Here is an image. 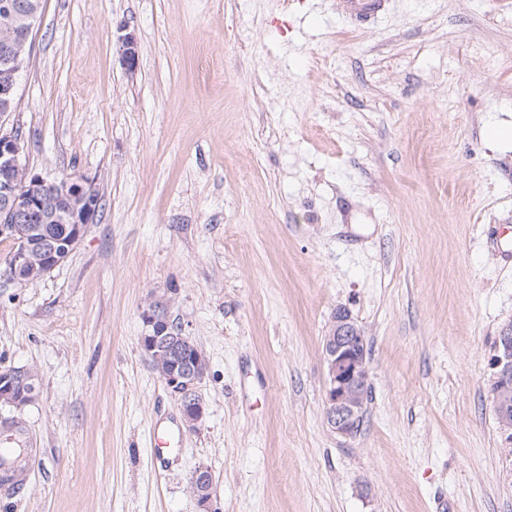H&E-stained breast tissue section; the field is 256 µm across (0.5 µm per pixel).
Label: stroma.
<instances>
[{"label": "stroma", "instance_id": "stroma-1", "mask_svg": "<svg viewBox=\"0 0 512 512\" xmlns=\"http://www.w3.org/2000/svg\"><path fill=\"white\" fill-rule=\"evenodd\" d=\"M43 3L9 125L101 200L65 262L0 278V366L41 378L0 512H199L201 465L222 512H512V0L364 27L336 0ZM156 301L209 362L195 431L140 346ZM340 308L370 353L351 438L326 417ZM496 354L492 359L495 381L493 402L499 422L506 430L512 429V321L504 324L497 336Z\"/></svg>", "mask_w": 512, "mask_h": 512}]
</instances>
